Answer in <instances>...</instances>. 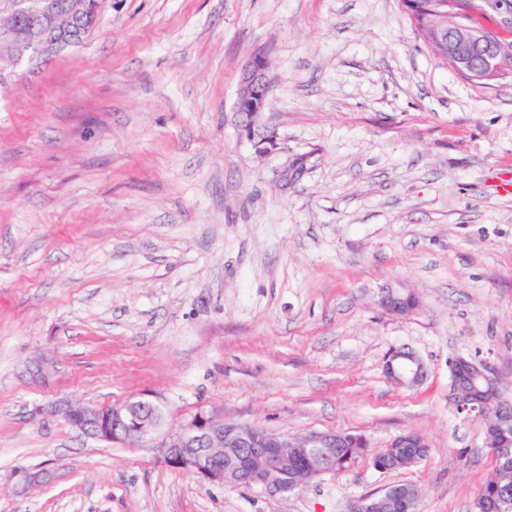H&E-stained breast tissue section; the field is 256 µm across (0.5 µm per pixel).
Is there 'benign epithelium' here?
Wrapping results in <instances>:
<instances>
[{
	"label": "benign epithelium",
	"instance_id": "obj_1",
	"mask_svg": "<svg viewBox=\"0 0 512 512\" xmlns=\"http://www.w3.org/2000/svg\"><path fill=\"white\" fill-rule=\"evenodd\" d=\"M482 13L497 18L492 29L477 28L460 16L453 0L440 4L436 14L451 18L450 24L432 25L429 36L449 67L470 80H494L512 71V47L498 40L499 33L512 29V0H480ZM97 24L94 0H13L6 22H0V49L19 60L26 55L44 54L63 46H74ZM271 80L265 53H254L242 74L237 112L242 116L241 133L260 155L277 148L275 132L259 125L269 99ZM380 306L396 316H408L419 307L416 295L404 288H388ZM451 400L459 414L482 416L489 403L499 406V418L487 425L488 438L498 447L509 448L512 439V401L503 397L501 375L490 362L463 357L448 359ZM388 376L400 385L422 381V362L409 352H395L386 363ZM38 412L60 416L91 438L123 443L136 437L158 449L170 466L189 471L210 482L261 489L271 494L290 493L303 488L304 467L321 461L316 473L332 471L328 451L345 442L361 448L367 441L345 433H312L294 437L263 428L196 414L171 433L160 434L161 409L150 401L106 407L81 404L60 398ZM418 491L406 485L391 486L377 496L366 498L358 512H378L386 506L393 512H410Z\"/></svg>",
	"mask_w": 512,
	"mask_h": 512
}]
</instances>
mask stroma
Returning <instances> with one entry per match:
<instances>
[{"label":"stroma","instance_id":"stroma-1","mask_svg":"<svg viewBox=\"0 0 512 512\" xmlns=\"http://www.w3.org/2000/svg\"><path fill=\"white\" fill-rule=\"evenodd\" d=\"M76 46L0 81V512H353L395 485L475 512L495 466L457 414L448 359L489 360L512 399V74L453 73L403 0H98ZM272 87L257 155L236 103ZM418 309L394 316L383 288ZM425 376L398 385L390 354ZM54 368L33 383L26 363ZM150 400L369 456L287 495L208 482L36 405ZM428 445L380 472L399 434ZM47 483L23 486V472ZM271 80L268 58L264 52L254 53L242 74L237 98V112L242 116L241 133L260 155L277 148L274 131L262 129L259 118L269 99ZM380 306L396 316H409L419 307L416 295L404 288H387L379 300ZM386 372L400 385H415L422 381L424 367L412 353L395 352L387 360ZM391 443L412 444L414 448H390L388 445L382 452L374 455L372 465L375 469L387 470L396 469L411 465L423 460L428 454V444L422 436L417 433L401 434L391 440ZM397 461L395 467L392 466V460Z\"/></svg>","mask_w":512,"mask_h":512}]
</instances>
